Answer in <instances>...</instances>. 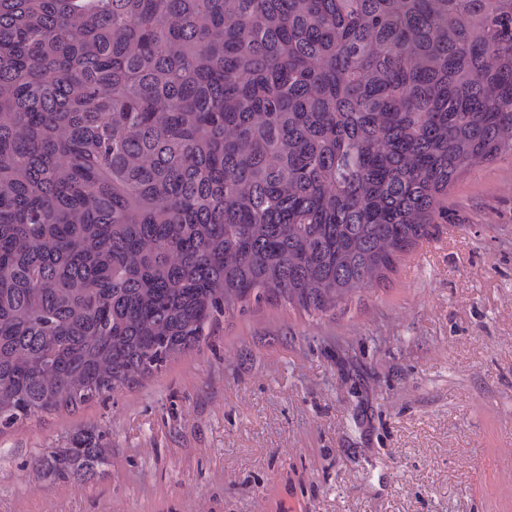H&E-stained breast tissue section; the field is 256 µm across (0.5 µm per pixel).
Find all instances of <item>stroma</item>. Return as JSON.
<instances>
[{"instance_id":"35a3bbf8","label":"stroma","mask_w":512,"mask_h":512,"mask_svg":"<svg viewBox=\"0 0 512 512\" xmlns=\"http://www.w3.org/2000/svg\"><path fill=\"white\" fill-rule=\"evenodd\" d=\"M86 430L98 473L44 478ZM0 512H512V154L336 310L250 305L152 378L1 433Z\"/></svg>"}]
</instances>
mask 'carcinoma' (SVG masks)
I'll return each instance as SVG.
<instances>
[{
	"label": "carcinoma",
	"mask_w": 512,
	"mask_h": 512,
	"mask_svg": "<svg viewBox=\"0 0 512 512\" xmlns=\"http://www.w3.org/2000/svg\"><path fill=\"white\" fill-rule=\"evenodd\" d=\"M508 151L512 0H0V432L335 310Z\"/></svg>",
	"instance_id": "cac0c4a2"
}]
</instances>
